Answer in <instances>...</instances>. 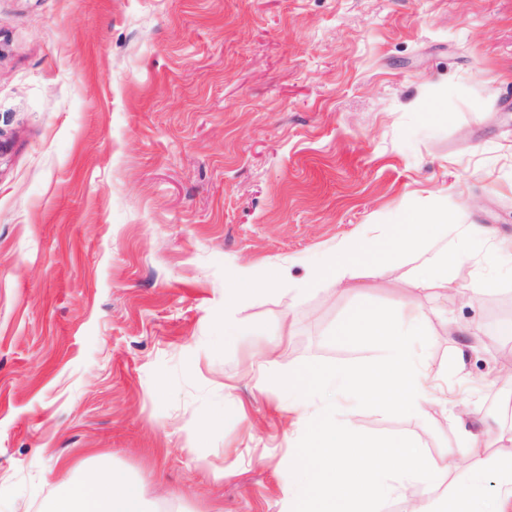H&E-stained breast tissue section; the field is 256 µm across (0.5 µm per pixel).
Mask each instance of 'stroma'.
I'll return each instance as SVG.
<instances>
[{
    "label": "stroma",
    "mask_w": 512,
    "mask_h": 512,
    "mask_svg": "<svg viewBox=\"0 0 512 512\" xmlns=\"http://www.w3.org/2000/svg\"><path fill=\"white\" fill-rule=\"evenodd\" d=\"M437 197L512 235V0H0V512H46L66 466L123 471L152 512H288L306 436L289 378L377 361L338 326L410 296L448 242L377 283L290 287ZM245 276L258 288L228 342L224 291ZM455 277L494 288L419 297L424 360L493 431L512 340L460 374L458 327L512 321V280L485 263ZM311 403L369 442L460 445L435 403Z\"/></svg>",
    "instance_id": "1"
}]
</instances>
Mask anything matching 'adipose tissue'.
<instances>
[{
  "mask_svg": "<svg viewBox=\"0 0 512 512\" xmlns=\"http://www.w3.org/2000/svg\"><path fill=\"white\" fill-rule=\"evenodd\" d=\"M464 217V208L449 207L444 198L434 199L425 208L401 209L389 217L393 235L387 249H376L368 241L341 243L335 253L310 269L294 294L300 298L322 286H340L361 268L367 269L369 277H383L409 252L445 238L449 241L447 252L424 260L413 286L418 291L442 288L461 300L474 301L484 293V285H456L453 271L473 259L470 246L475 242L487 244L489 257L512 267V235L497 234L484 224L465 223ZM426 321L412 300L381 314L352 311L339 325V334L369 338L385 349V357L365 369L349 365L327 372L305 369L303 385L288 388V409H307L308 392L329 386L348 392L354 401L377 402L409 417L423 416L427 404L435 400L449 411L468 455L431 456L408 438L378 443L376 452L368 454L354 421L341 416L336 407L307 410V438L288 455V470L294 475L288 487L290 512H383L385 502L410 481L422 483L428 497L408 506L406 512H434L429 494L448 477L453 480L448 512H512V459L499 465L496 495L487 497L488 464L477 453L484 435L472 428L470 412L454 396L436 394L442 373L424 363ZM51 512L150 510L138 486L113 471L104 479L68 482L53 501Z\"/></svg>",
  "mask_w": 512,
  "mask_h": 512,
  "instance_id": "ef3b65f1",
  "label": "adipose tissue"
}]
</instances>
